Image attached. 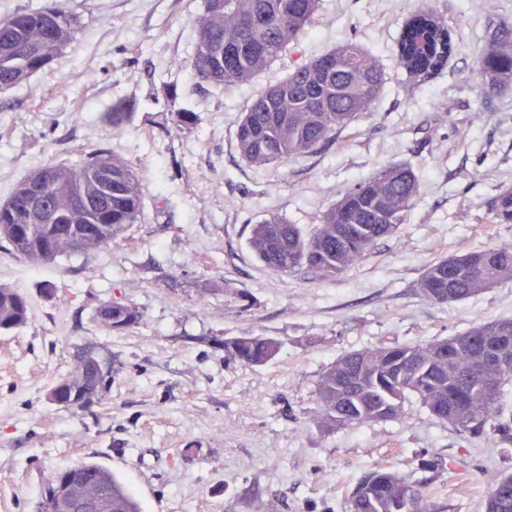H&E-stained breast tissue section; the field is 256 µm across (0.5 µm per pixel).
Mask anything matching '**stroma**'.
<instances>
[{
    "label": "stroma",
    "instance_id": "1",
    "mask_svg": "<svg viewBox=\"0 0 512 512\" xmlns=\"http://www.w3.org/2000/svg\"><path fill=\"white\" fill-rule=\"evenodd\" d=\"M495 2L320 0L297 52L218 90L193 70L203 0H68L79 33L49 68L0 93V203L39 167L77 164L79 145L142 175L144 210L117 245L49 265L0 241V285L30 304L28 325L0 335V512H37L50 475L79 462L111 469L142 512H348L376 464L413 474L445 512H485L487 475H512V433L461 435L415 400L398 421L326 429L317 386L344 353L512 318V281L447 305L416 289L438 259L512 244V224L487 223L485 208L512 187V88L484 94L467 78L479 49L512 27V0ZM424 8L443 17L455 51L419 82L393 47ZM347 41L385 73L373 112L303 159L246 162L235 132L256 96ZM169 83L181 96H167ZM120 99L136 106L115 131L106 114ZM183 108L195 124H174ZM389 163L413 168L419 195L362 262L323 278L256 259L250 240L267 214L311 232L349 185ZM113 298L141 323L101 330L93 311ZM238 336L280 349L261 366L226 363L215 342ZM86 345L117 365L106 407L75 412L48 394Z\"/></svg>",
    "mask_w": 512,
    "mask_h": 512
}]
</instances>
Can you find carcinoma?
Here are the masks:
<instances>
[{
	"instance_id": "obj_1",
	"label": "carcinoma",
	"mask_w": 512,
	"mask_h": 512,
	"mask_svg": "<svg viewBox=\"0 0 512 512\" xmlns=\"http://www.w3.org/2000/svg\"><path fill=\"white\" fill-rule=\"evenodd\" d=\"M320 0H204L195 18L193 68L217 89L246 83L283 51L299 45ZM79 30L67 0H47L39 11L19 10L0 19V93L49 66ZM454 51L452 35L430 9L415 14L395 45L399 66L415 79L444 68ZM482 91L512 86V30L501 29L479 50L471 73ZM385 88L374 55L346 42L298 63L283 81L258 95L238 123L242 157L264 166L297 161L329 140L336 130L371 111ZM131 103L118 100L108 118L119 130ZM142 176L105 152L74 166L46 164L28 176L0 204V239L34 265L80 256L111 246L143 213ZM419 193L418 177L406 164H388L349 187L306 235L296 224L271 214L255 225L250 240L257 259L276 272L311 269L334 277L362 261L405 222ZM490 224H512V189L487 204ZM512 280V245H497L441 258L417 284L422 298L445 305ZM93 318L106 333L139 324L141 312L125 301L99 303ZM29 323V303L19 291L0 285V333ZM224 359L261 365L279 344L267 336L226 338ZM112 358L86 346L61 376L49 400L74 412L100 405L112 382ZM512 382V319L479 323L464 333L424 343H393L341 355L323 374L317 390L320 424L326 428L395 421L415 399L460 434L477 438L501 429ZM464 392L467 401L455 402ZM46 481L38 512H56L59 499L96 497L98 512H140L131 492L111 471L94 462L71 465ZM486 512H512V476L486 480ZM432 512L410 475L378 465L350 494L352 512Z\"/></svg>"
}]
</instances>
